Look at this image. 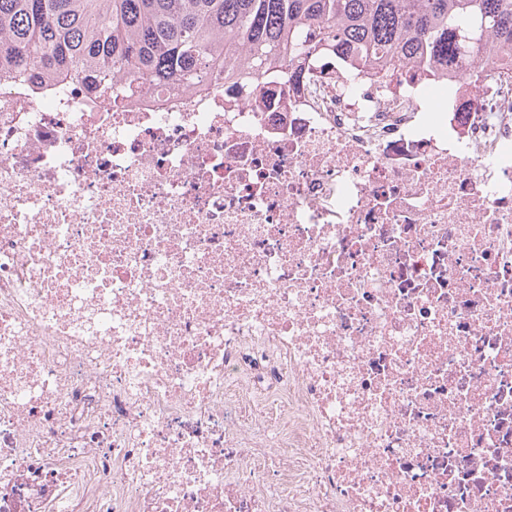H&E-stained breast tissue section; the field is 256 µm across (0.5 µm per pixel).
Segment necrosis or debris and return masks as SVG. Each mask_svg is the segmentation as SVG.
I'll use <instances>...</instances> for the list:
<instances>
[{
    "mask_svg": "<svg viewBox=\"0 0 512 512\" xmlns=\"http://www.w3.org/2000/svg\"><path fill=\"white\" fill-rule=\"evenodd\" d=\"M432 69L0 86V512H512V45Z\"/></svg>",
    "mask_w": 512,
    "mask_h": 512,
    "instance_id": "necrosis-or-debris-1",
    "label": "necrosis or debris"
}]
</instances>
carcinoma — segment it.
<instances>
[{
    "label": "carcinoma",
    "instance_id": "carcinoma-1",
    "mask_svg": "<svg viewBox=\"0 0 512 512\" xmlns=\"http://www.w3.org/2000/svg\"><path fill=\"white\" fill-rule=\"evenodd\" d=\"M488 38L512 43V0H0V84L77 78L110 101L222 79L273 98L267 73L311 57L372 76Z\"/></svg>",
    "mask_w": 512,
    "mask_h": 512
}]
</instances>
